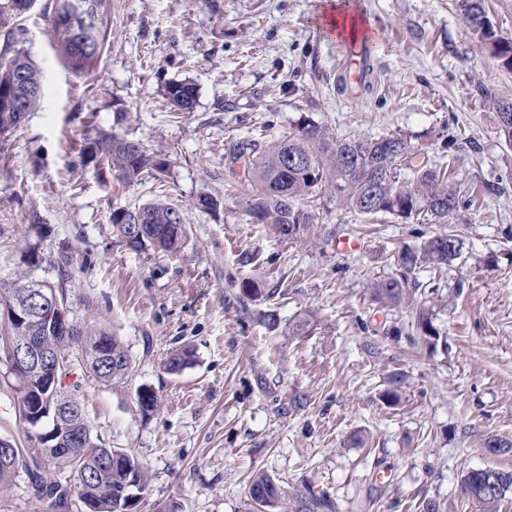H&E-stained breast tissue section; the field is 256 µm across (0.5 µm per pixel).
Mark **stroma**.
<instances>
[{"label": "stroma", "instance_id": "obj_1", "mask_svg": "<svg viewBox=\"0 0 512 512\" xmlns=\"http://www.w3.org/2000/svg\"><path fill=\"white\" fill-rule=\"evenodd\" d=\"M46 2L20 23V45L46 76L42 105L0 136V285L42 281L64 293L73 322L128 347L126 387L86 373L75 348L66 382L102 445L146 466L137 512H253L259 470L289 490H325L339 512H422L428 501L483 512L462 491L464 473L512 469V453L485 446L512 440V143L479 90L512 101V72L471 33L459 0H360L374 35L362 83L345 81V56L320 32L324 0H112L109 41L87 79L58 63ZM184 79L198 90L187 112L163 96ZM120 109L129 118L119 124ZM308 121L340 137H406L466 195L449 219L462 230L460 258L448 273L415 274L418 290L440 296L447 350H426L408 308L381 307L370 290L394 273L395 252L441 225L369 217L326 192L298 243L243 214L252 185L228 159L232 142L268 144ZM99 131L159 152L164 172L125 187L81 166ZM204 193L223 200L217 213L195 209ZM157 200L184 213L179 254L130 249L112 229L113 208ZM347 236L359 250H337ZM245 249L257 257L248 266ZM244 277L265 298L240 300ZM305 318L311 330L294 335ZM187 343L194 361L168 373L170 352ZM4 370L0 438L27 448ZM396 371L406 380L391 405ZM142 385L159 397L149 417ZM0 512L87 510L74 494L37 496L21 469L0 487Z\"/></svg>", "mask_w": 512, "mask_h": 512}]
</instances>
